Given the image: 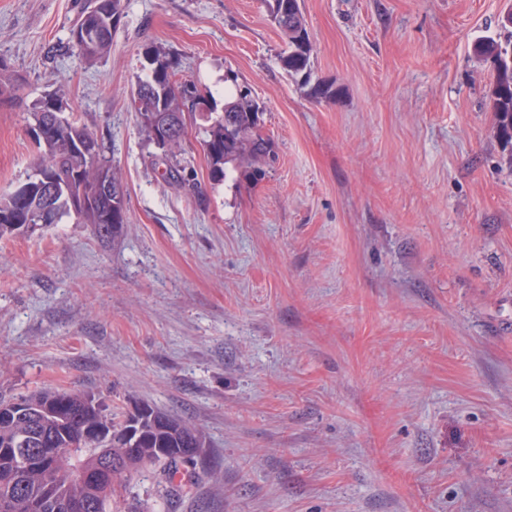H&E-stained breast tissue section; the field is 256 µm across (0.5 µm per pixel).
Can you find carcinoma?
<instances>
[{
  "label": "carcinoma",
  "instance_id": "obj_1",
  "mask_svg": "<svg viewBox=\"0 0 512 512\" xmlns=\"http://www.w3.org/2000/svg\"><path fill=\"white\" fill-rule=\"evenodd\" d=\"M269 16L279 28L287 49L281 54L282 67L311 81L309 39L300 0H264ZM123 15L122 0H87V5L69 29L68 48L85 63L93 65L106 57ZM509 32L504 40L483 39L476 53L493 67L489 101L495 130L512 164V25L499 19ZM148 73L138 79L132 105L138 123L153 138V113L194 114L205 122L203 150L209 178L219 184L226 177V165L247 169L252 178L262 176L261 156H271V140L261 132L259 107L250 91L237 89L224 94V112L213 116L209 92L178 78L176 62L158 50L146 49ZM22 81L9 78L0 82V100L23 103L17 95ZM63 97L47 93L28 107L32 123L29 132L40 128L45 139L35 145L38 155L26 184L35 187L30 200L17 191L0 195V238L16 233L14 225L34 232L46 228L43 210L51 212V223L76 216L80 224H96L98 232L117 231L126 220L127 197L109 201L88 197L100 171L112 173L104 143L75 118L61 125L56 111L63 110ZM183 141L168 147L164 176L171 182H191L178 156ZM9 417L0 419V501L9 500V512H66L64 504L81 500L87 512H109L110 492L119 489L130 497L127 512H143L139 496L131 492L129 478L152 469L155 481L150 495L173 499L190 492L194 475L188 466L196 455L181 453L183 448L205 447V436L182 421L149 404H137L128 412L108 413L99 400L85 393L40 390L17 397ZM0 397V404L12 402ZM36 448H52L54 454L41 465L21 470L19 458ZM101 448L112 449V491L101 482H78L79 470L96 472Z\"/></svg>",
  "mask_w": 512,
  "mask_h": 512
}]
</instances>
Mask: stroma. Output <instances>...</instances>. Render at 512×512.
Listing matches in <instances>:
<instances>
[{
    "label": "stroma",
    "instance_id": "35a3bbf8",
    "mask_svg": "<svg viewBox=\"0 0 512 512\" xmlns=\"http://www.w3.org/2000/svg\"><path fill=\"white\" fill-rule=\"evenodd\" d=\"M84 0H0V58L61 92L127 193L115 238L66 219L0 238V394L147 403L201 431L191 492L153 512H512V165L479 37L512 0H301L311 96L263 0H124L107 58ZM245 86L276 161L162 174L131 91L148 47ZM0 103V195L35 160ZM122 15V0H88L70 26L68 48L85 63H97L110 53Z\"/></svg>",
    "mask_w": 512,
    "mask_h": 512
}]
</instances>
